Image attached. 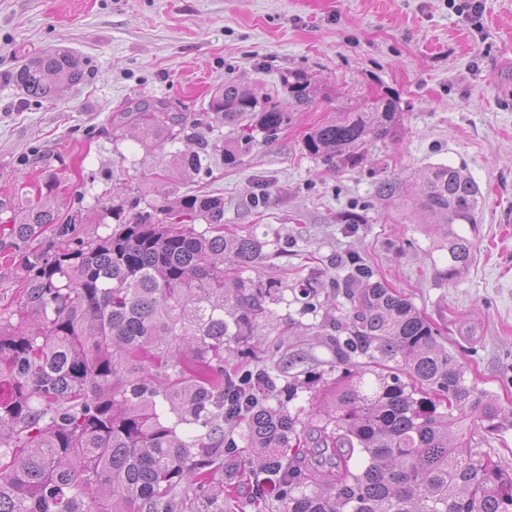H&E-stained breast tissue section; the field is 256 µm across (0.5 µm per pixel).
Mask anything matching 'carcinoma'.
I'll return each instance as SVG.
<instances>
[{"instance_id":"cac0c4a2","label":"carcinoma","mask_w":512,"mask_h":512,"mask_svg":"<svg viewBox=\"0 0 512 512\" xmlns=\"http://www.w3.org/2000/svg\"><path fill=\"white\" fill-rule=\"evenodd\" d=\"M86 69L72 52L49 49L8 79L40 102L83 81ZM282 87L289 103L312 104L307 73L284 74ZM117 117L137 126L146 149L195 142L169 163L208 169V142L187 133L169 103L137 99ZM211 120L229 129L224 165L233 166L253 132L276 137L290 113L274 95L228 80L193 126ZM399 127L397 100L383 96L317 126L303 146L339 171L361 164L369 143L395 140ZM406 183L383 180L379 198L406 201ZM60 187L51 176L33 197L19 189L0 198V212L12 213L9 246L27 268L17 324L0 323V512H230L247 482L257 512L270 496L281 512H512V470L472 446L474 427L512 421V406L468 382L430 324L360 255L335 281L351 305L346 338H332L342 373L302 417L260 398L275 387L270 376L224 368L230 343L267 314L272 290L240 276L264 258L263 244L224 233L222 198L185 194L170 205L116 187L104 208L111 234L76 237L80 204L56 244L32 250L60 223ZM478 196L459 168L419 175L413 206L444 231L450 275L471 254L453 225L477 223ZM353 355L370 370L349 369ZM224 420L245 424L244 446L224 439ZM183 425L196 433L182 437Z\"/></svg>"}]
</instances>
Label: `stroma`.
<instances>
[{"mask_svg":"<svg viewBox=\"0 0 512 512\" xmlns=\"http://www.w3.org/2000/svg\"><path fill=\"white\" fill-rule=\"evenodd\" d=\"M0 0V196L65 181L56 205L69 213L70 187L91 209L77 234L111 232L93 207L112 184L224 199V230L256 235L264 258L243 278L274 283L271 315L247 342L232 344L241 370L265 369L277 391L269 405L307 406L309 376L336 378L341 355L323 324L350 304L332 278L360 253L438 331L441 342L497 403L512 405V0ZM73 51L88 64L85 83L39 105L5 81L25 56ZM301 70L313 105L292 111L276 138L256 140L239 165L213 157L209 173L166 168L134 128L112 118L127 101H167L187 117L213 88L234 79L276 91ZM388 95L401 112L397 140L369 145L364 163L334 171L308 157L303 140L346 109ZM463 168L481 193L478 221L457 225L472 244L468 265L448 272L444 236L410 203L380 200L382 178L427 166ZM266 197L255 205L253 195ZM356 212L360 223L345 224ZM26 276L18 255L0 249V313L11 314ZM321 284L322 308H306L301 284ZM297 386L289 398V386Z\"/></svg>","mask_w":512,"mask_h":512,"instance_id":"stroma-1","label":"stroma"}]
</instances>
